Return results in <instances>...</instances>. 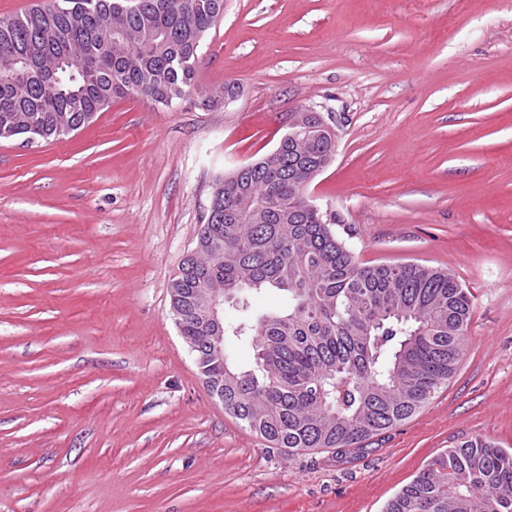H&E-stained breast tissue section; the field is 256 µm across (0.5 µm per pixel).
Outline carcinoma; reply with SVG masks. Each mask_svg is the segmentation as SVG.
<instances>
[{
    "instance_id": "carcinoma-1",
    "label": "carcinoma",
    "mask_w": 512,
    "mask_h": 512,
    "mask_svg": "<svg viewBox=\"0 0 512 512\" xmlns=\"http://www.w3.org/2000/svg\"><path fill=\"white\" fill-rule=\"evenodd\" d=\"M53 0L0 17V141L59 140L112 99L136 93L170 107L195 88L204 36L224 0ZM125 31L111 46L106 29ZM313 131L284 135L241 174L219 179V219H204L202 257L180 263L170 288L180 336L207 335L194 295L222 288L224 409L275 448H352L424 407L454 372L473 294L421 263L366 265L300 186L331 148ZM272 288L280 308L245 297ZM253 352L247 368L232 349ZM384 512H512V451L482 438L431 459Z\"/></svg>"
}]
</instances>
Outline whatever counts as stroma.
<instances>
[{
	"label": "stroma",
	"instance_id": "obj_1",
	"mask_svg": "<svg viewBox=\"0 0 512 512\" xmlns=\"http://www.w3.org/2000/svg\"><path fill=\"white\" fill-rule=\"evenodd\" d=\"M200 56L173 106L0 142V512H382L448 448H512V0H224ZM304 106L334 122L310 193L358 261L450 269L474 300L424 408L291 455L212 396L169 285L216 181Z\"/></svg>",
	"mask_w": 512,
	"mask_h": 512
}]
</instances>
